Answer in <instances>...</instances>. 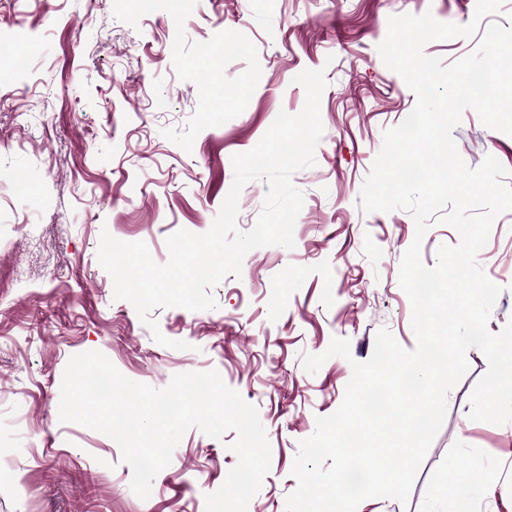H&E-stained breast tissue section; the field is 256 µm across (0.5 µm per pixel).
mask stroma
Returning a JSON list of instances; mask_svg holds the SVG:
<instances>
[{
  "mask_svg": "<svg viewBox=\"0 0 512 512\" xmlns=\"http://www.w3.org/2000/svg\"><path fill=\"white\" fill-rule=\"evenodd\" d=\"M476 0H0V512H205L237 462L235 432L189 429L148 499L108 436L59 419L69 358L103 352L127 378L165 388L179 373L217 370L259 410L271 465L248 512H285L298 444L335 412L352 362L370 359L379 329L416 346L400 261L415 236L410 212L367 213L360 192L386 129L416 97L378 46L390 16L432 13L464 25ZM324 69V132L316 164L294 173L304 194L295 247L250 251L212 310L152 313L154 341L133 305L113 297L100 265L102 231L169 258L177 230L207 232L251 150L279 112L299 113L294 78ZM472 167L507 169L512 136L465 110L454 130ZM33 193L19 195L16 183ZM502 288L489 329L512 320V211L478 255ZM348 340L314 374L302 358ZM187 342L184 350L175 349ZM451 389L443 425L407 502L370 498L363 512H448L449 472L490 473L467 512H512V423L469 417L488 364L476 348Z\"/></svg>",
  "mask_w": 512,
  "mask_h": 512,
  "instance_id": "stroma-1",
  "label": "stroma"
}]
</instances>
